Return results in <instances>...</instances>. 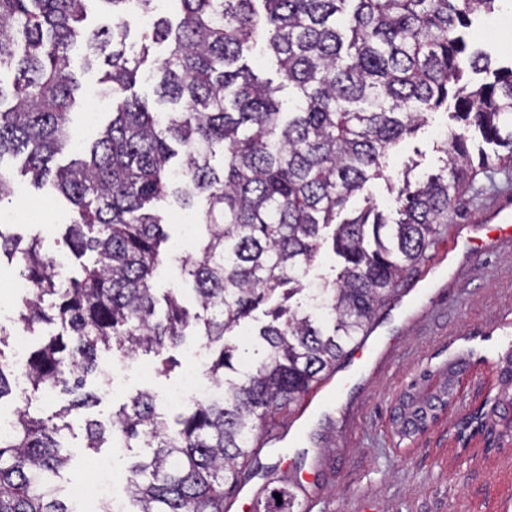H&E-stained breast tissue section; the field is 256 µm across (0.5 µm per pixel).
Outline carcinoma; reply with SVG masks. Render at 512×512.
Returning <instances> with one entry per match:
<instances>
[{
    "label": "carcinoma",
    "mask_w": 512,
    "mask_h": 512,
    "mask_svg": "<svg viewBox=\"0 0 512 512\" xmlns=\"http://www.w3.org/2000/svg\"><path fill=\"white\" fill-rule=\"evenodd\" d=\"M91 2L0 0V71L14 73L0 77V163L22 154L35 185L52 179L72 213L65 245L77 258L93 254L67 277L41 254L40 233L22 247L0 230V252L17 257L31 285L19 321L29 331L54 327L22 368L31 393L75 396L46 418L17 408L13 434L0 437V512H71L53 477L68 464L60 451L73 431L66 417L98 401L84 388L99 346L123 358L158 356L182 345L194 324L218 396L170 421L154 395L139 391L109 423L85 421V447L112 440L153 449L149 462L128 469L135 512H224L241 474L263 469L258 447L272 418L331 373L393 300L447 229L448 209L473 172L512 162V65L468 49L461 35L499 0H178V20L157 18L138 49L128 43L131 19L155 0H99L112 6L111 19L88 34L79 23ZM78 42L87 46L86 67L100 58L108 66L102 84L112 120L84 158L56 166L57 155L83 143L70 126ZM164 42L155 94L171 109L160 120L132 89L151 44ZM259 44L281 82L246 62ZM464 56L487 75L475 89L450 87ZM450 99L459 126L443 173L404 179L392 224L368 197L357 216L339 219L351 197L385 178L390 151ZM473 129L507 153L473 157ZM168 197L197 208L194 254L179 258L201 308L194 315L177 291L159 299L154 288L166 234L151 203ZM331 224L343 259L326 289L331 331L282 307L260 330L263 357L243 364L238 381L224 380L237 352L224 337L262 301L303 291L298 274L316 260ZM6 336L0 326V401L15 374ZM438 404L436 395L411 397L397 414L400 432ZM263 490L264 512H300L287 481Z\"/></svg>",
    "instance_id": "1"
}]
</instances>
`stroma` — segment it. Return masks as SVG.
Returning a JSON list of instances; mask_svg holds the SVG:
<instances>
[{
	"label": "stroma",
	"instance_id": "stroma-1",
	"mask_svg": "<svg viewBox=\"0 0 512 512\" xmlns=\"http://www.w3.org/2000/svg\"><path fill=\"white\" fill-rule=\"evenodd\" d=\"M469 45L482 49L502 65L512 63V28L491 30L486 17L474 19L467 35ZM83 50L74 53V70L81 83L80 102L73 109L71 124L87 140H94L112 118L109 101L98 94L99 70L83 68ZM456 123L445 110L429 115L428 121L396 146L388 160L389 180L371 181L365 195L348 202L343 215H357L365 200L380 210H389L407 170L424 175L439 172L445 155L441 146ZM12 173L15 194L0 207V221L22 239L42 237V251L64 263L66 274H76L80 262L64 245L59 227L68 223L65 204L52 185L34 189L23 172L22 157H5ZM477 202L471 189L452 203L448 222L472 227L478 242L471 253L460 254L451 271L435 252L407 277L415 283L429 268L437 273L429 295L418 305L408 323H399L393 305L383 307L378 322L387 325L388 355L381 365L365 363L346 353L338 370L360 369L359 380L337 395L327 421L313 430L312 461L289 473L308 480V495L317 497L321 512H512V430L496 421L491 433L477 438L468 448H456L448 435L453 421L462 418L504 386L506 363L512 353V249L483 251L480 240L496 234L494 224L479 223ZM159 207L167 216L168 239L162 248L173 256L192 251L185 226L191 211L170 200ZM21 267L8 256L0 257V326L17 330ZM172 360L168 372L147 378L130 376L114 388H101L97 375H89L86 391L97 394L94 406L76 410L79 418L108 421L112 412L138 391L152 392L166 403L184 374L194 369L185 348L167 350ZM462 361L461 393L455 408L429 429L410 439L401 438L392 422L400 395L418 380L435 385L453 361ZM70 461L57 480L58 494L70 499L72 491L92 490L98 479L96 462L110 457L125 468L146 460L150 448H86L83 426H75L66 439Z\"/></svg>",
	"mask_w": 512,
	"mask_h": 512
}]
</instances>
